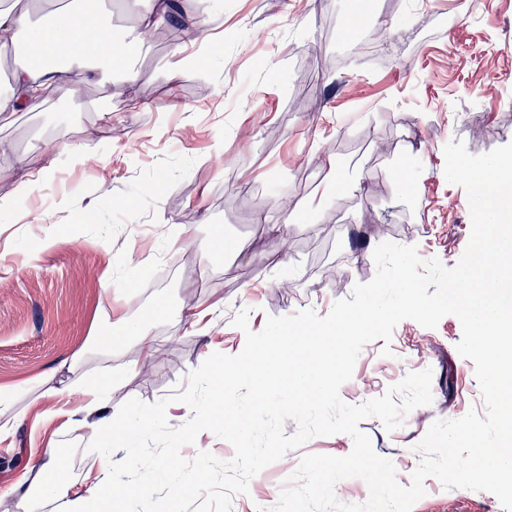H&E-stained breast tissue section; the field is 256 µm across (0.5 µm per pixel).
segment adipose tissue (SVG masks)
Masks as SVG:
<instances>
[{
  "mask_svg": "<svg viewBox=\"0 0 512 512\" xmlns=\"http://www.w3.org/2000/svg\"><path fill=\"white\" fill-rule=\"evenodd\" d=\"M127 8L138 17L136 33L128 34L113 28L111 22L97 13L78 8L66 11L55 7L54 0H27L26 6L0 7V43L17 39L25 41V59L16 70L7 90L0 91V114L33 111L51 96H66L73 92L75 75L72 62L84 61L93 71L108 74L126 68L140 50L143 36L166 21L167 0H127ZM48 8L52 25L34 24L32 15ZM112 332L93 336L100 350L109 352L135 343L142 356L138 366L148 369L154 349V339L147 323L119 315L113 321ZM83 401L75 409H57L66 426L92 427L103 441L105 449L98 468L87 472L80 480L64 481L56 449H45L40 462L30 466L17 480L12 490L16 495L18 512H33L40 499L61 501L64 512H98L101 501L124 500L145 494L147 483L117 484L112 480L113 448L129 449L140 426L120 422L115 411L122 405V372L98 379L75 381Z\"/></svg>",
  "mask_w": 512,
  "mask_h": 512,
  "instance_id": "adipose-tissue-1",
  "label": "adipose tissue"
}]
</instances>
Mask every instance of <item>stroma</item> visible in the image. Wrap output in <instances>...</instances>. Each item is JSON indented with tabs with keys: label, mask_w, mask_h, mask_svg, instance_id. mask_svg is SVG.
I'll use <instances>...</instances> for the list:
<instances>
[{
	"label": "stroma",
	"mask_w": 512,
	"mask_h": 512,
	"mask_svg": "<svg viewBox=\"0 0 512 512\" xmlns=\"http://www.w3.org/2000/svg\"><path fill=\"white\" fill-rule=\"evenodd\" d=\"M207 27L189 51L213 44L206 75L184 68L169 82L174 43L154 30L134 72L147 107H128L126 80L81 81L76 95L33 112L0 116V199L45 164L43 147L58 150L53 173L0 212V384L34 382L22 403L28 414L0 415L13 428L0 443V512H16L12 484L47 446L71 449L64 477L96 468L101 443L92 429L45 418L61 380L125 371L121 395L155 403L206 358L208 345L242 350L231 321L249 310L252 330L267 316L304 309L326 315L335 301L375 274L374 244L414 245L423 259L453 267L471 233L468 196L444 175V148L463 141L469 153L512 143V0H375L381 25L351 41L342 25L351 0H214ZM88 154L72 164L68 151ZM362 178V190L327 192L323 159ZM317 225L281 223V197ZM59 239L44 248L50 227ZM243 250L220 255L215 233ZM37 252L26 262L29 252ZM294 271L274 283L276 262ZM160 316H152L156 304ZM118 306L145 320L155 338L150 371L126 372L135 345L107 354L90 344ZM203 310L199 323L188 310ZM459 319L427 329L407 319L390 342L362 349L340 389L357 405L385 394L407 373L432 368L430 405L394 431L368 417L359 424L375 451L405 472L421 456L417 444L438 420L485 415L471 360L456 346ZM389 355H382V348ZM345 434L311 439L253 477L232 512L276 505L303 453L351 452ZM411 512H503L486 491L443 489L433 477Z\"/></svg>",
	"instance_id": "stroma-1"
}]
</instances>
